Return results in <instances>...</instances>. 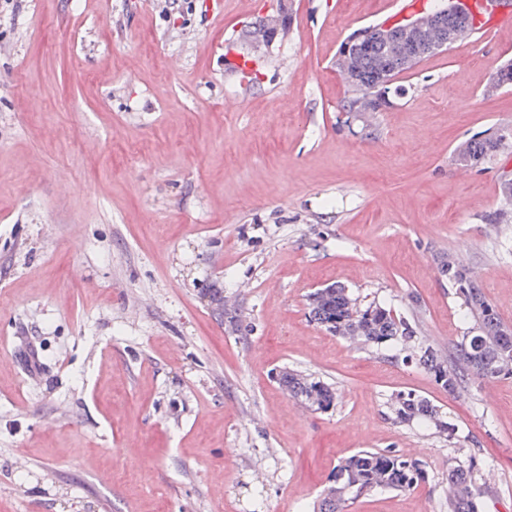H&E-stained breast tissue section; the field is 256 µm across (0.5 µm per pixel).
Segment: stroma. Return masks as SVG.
Masks as SVG:
<instances>
[{
  "label": "stroma",
  "instance_id": "obj_1",
  "mask_svg": "<svg viewBox=\"0 0 512 512\" xmlns=\"http://www.w3.org/2000/svg\"><path fill=\"white\" fill-rule=\"evenodd\" d=\"M282 4L288 35L256 78L227 65ZM16 5L0 17V512H309L364 448L412 451L426 479L350 512H448V470L474 457L481 512H512V377L491 405L477 379L452 396L402 344L351 345L307 309L338 283L453 351L472 322L448 253L483 269L512 326V213L484 221L512 146L466 181L453 159L512 128V87L486 92L512 29L423 59L350 129L336 52L398 0ZM286 367L332 384L333 408L297 415ZM401 390L451 431L394 423Z\"/></svg>",
  "mask_w": 512,
  "mask_h": 512
}]
</instances>
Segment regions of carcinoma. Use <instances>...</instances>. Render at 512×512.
<instances>
[{
	"instance_id": "obj_1",
	"label": "carcinoma",
	"mask_w": 512,
	"mask_h": 512,
	"mask_svg": "<svg viewBox=\"0 0 512 512\" xmlns=\"http://www.w3.org/2000/svg\"><path fill=\"white\" fill-rule=\"evenodd\" d=\"M439 26H446L452 31L459 28L465 32L472 30L473 21L465 11L445 19L430 14L429 25L421 28L414 48L418 58L423 59L437 52L431 46L430 38ZM354 67L359 84L365 88L382 78L393 79L406 72L399 49L382 40L357 48L354 51ZM462 145L459 164L472 168L501 151L494 135L487 130L472 136ZM439 272L448 279V284L461 301V307L477 329L489 337L482 351L475 352L470 346L461 344L454 359L450 360L441 350L422 343L416 335L415 326L410 322L393 316L381 306H369L364 310L357 307L348 290L341 285L326 287L309 300V316L316 324L336 336L354 338L365 345L381 346L395 341L412 348L418 357V364L451 395L459 392L466 373L481 380L511 376L512 367L493 370L500 359V333L505 324L487 301L478 280L458 262L449 267L440 266ZM280 383L291 397L311 409L322 404L328 407L336 399V392L329 384L295 370L284 373ZM392 415L397 424L426 421L443 432L448 431V422L443 419L437 406L411 390L397 394ZM479 469L480 461L475 458L466 471L448 468V512H477L478 487L473 481V474ZM423 475L424 470L419 462L390 450H359L340 461L331 485L324 496L314 503L312 512H346L358 499L379 489L410 491L420 485Z\"/></svg>"
}]
</instances>
